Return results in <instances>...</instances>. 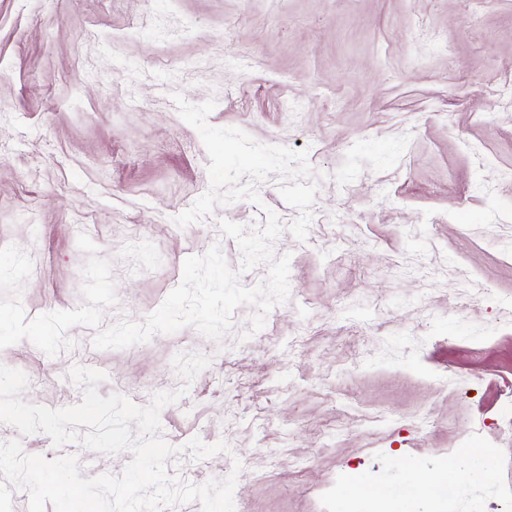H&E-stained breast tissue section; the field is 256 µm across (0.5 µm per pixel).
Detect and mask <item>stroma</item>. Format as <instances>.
Instances as JSON below:
<instances>
[{
	"label": "stroma",
	"instance_id": "obj_1",
	"mask_svg": "<svg viewBox=\"0 0 512 512\" xmlns=\"http://www.w3.org/2000/svg\"><path fill=\"white\" fill-rule=\"evenodd\" d=\"M512 0H0V364L24 401L61 409L99 370L101 396L160 414L199 486L237 472L235 512H338L352 472L406 483L455 449H490L492 479H461L456 512H512ZM216 99L215 127L306 150L318 184L305 239L282 232L289 298L219 342L187 326L120 350L96 334L157 310L183 262L219 245L243 286L228 220L299 216L261 182L186 227L210 159L174 94ZM209 358L183 383L172 360ZM226 451L197 459L193 438ZM102 454L0 423V442Z\"/></svg>",
	"mask_w": 512,
	"mask_h": 512
}]
</instances>
